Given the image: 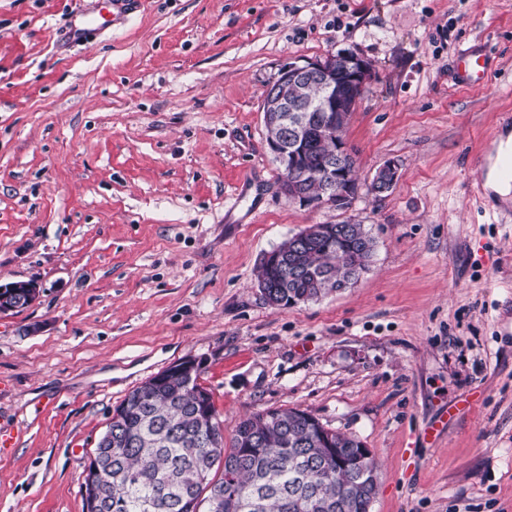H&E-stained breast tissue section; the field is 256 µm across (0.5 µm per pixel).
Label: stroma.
I'll use <instances>...</instances> for the list:
<instances>
[{
    "label": "stroma",
    "instance_id": "obj_1",
    "mask_svg": "<svg viewBox=\"0 0 512 512\" xmlns=\"http://www.w3.org/2000/svg\"><path fill=\"white\" fill-rule=\"evenodd\" d=\"M101 0H0V512H84L115 408L195 358L225 437L296 407L379 462L372 512H512V216L477 162L512 114V0H141L91 44ZM493 75L461 88L476 41ZM374 72L345 131L365 185L344 210L285 195L262 106L287 62ZM375 241L352 287L288 307L265 253L313 224ZM137 2L138 0H104V9L109 17L104 22L80 14L73 15L69 30L70 39L76 45L92 42L93 35L102 31L109 22L115 20L116 16L123 15L135 8ZM400 165L396 160H386L376 171L370 183V191L375 196L389 192L397 183ZM16 283H33L31 281H18ZM15 288H21V291L24 290V288L31 289L30 293H26V299H27V306H32L35 301L38 298V288L35 284L31 285H19V284H6V285H0V313H3L6 311L7 313L11 310H15L17 307L13 305L12 297L17 293L15 291Z\"/></svg>",
    "mask_w": 512,
    "mask_h": 512
}]
</instances>
